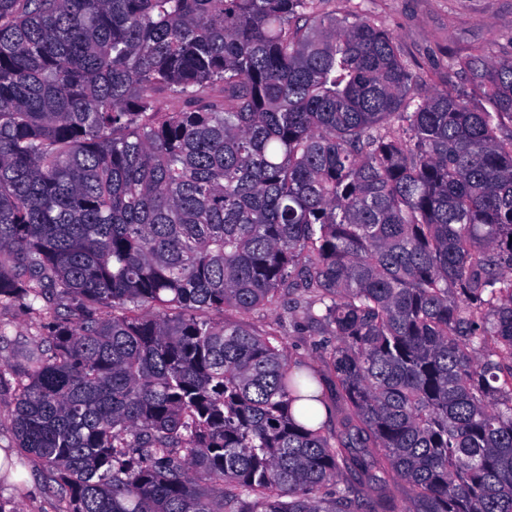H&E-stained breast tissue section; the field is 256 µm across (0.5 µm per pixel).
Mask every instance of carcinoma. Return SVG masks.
I'll list each match as a JSON object with an SVG mask.
<instances>
[{
  "label": "carcinoma",
  "instance_id": "cac0c4a2",
  "mask_svg": "<svg viewBox=\"0 0 512 512\" xmlns=\"http://www.w3.org/2000/svg\"><path fill=\"white\" fill-rule=\"evenodd\" d=\"M327 2L0 0V384L59 512H512V58L425 94ZM285 291L334 426L288 317H224ZM287 299V296L283 297L278 307H264L249 314H240L230 309L226 312V317L231 320L245 322L255 334L264 335L269 332L272 327H276L274 323L282 311L281 305L286 302ZM0 321L8 325L9 334L14 340L12 345L4 347L0 351V356L8 358L12 355L13 348L27 343L29 335L34 332V324L25 309L16 305L0 306ZM290 336H286V346L290 353L304 357L306 360L320 365L321 342L323 336L316 332L315 324L305 313H298L288 327Z\"/></svg>",
  "mask_w": 512,
  "mask_h": 512
}]
</instances>
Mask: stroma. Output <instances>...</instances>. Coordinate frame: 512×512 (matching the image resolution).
Segmentation results:
<instances>
[{
    "label": "stroma",
    "instance_id": "1",
    "mask_svg": "<svg viewBox=\"0 0 512 512\" xmlns=\"http://www.w3.org/2000/svg\"><path fill=\"white\" fill-rule=\"evenodd\" d=\"M365 13L397 35L426 91L458 84L450 57H512V0H361ZM322 338L310 317L298 313L289 326L290 353L318 362ZM21 486L0 484L6 512H59L47 475L35 462L20 471Z\"/></svg>",
    "mask_w": 512,
    "mask_h": 512
}]
</instances>
